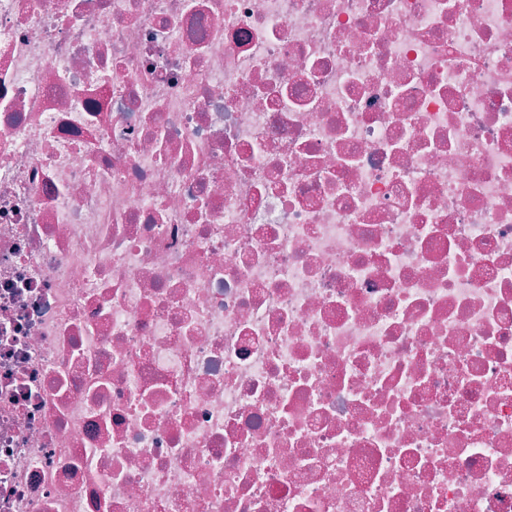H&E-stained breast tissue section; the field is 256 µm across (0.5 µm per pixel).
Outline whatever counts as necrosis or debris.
<instances>
[{"label":"necrosis or debris","instance_id":"necrosis-or-debris-1","mask_svg":"<svg viewBox=\"0 0 512 512\" xmlns=\"http://www.w3.org/2000/svg\"><path fill=\"white\" fill-rule=\"evenodd\" d=\"M0 512H512V0H0Z\"/></svg>","mask_w":512,"mask_h":512}]
</instances>
